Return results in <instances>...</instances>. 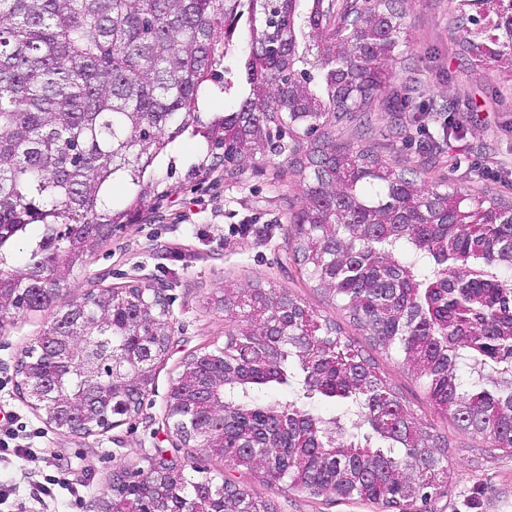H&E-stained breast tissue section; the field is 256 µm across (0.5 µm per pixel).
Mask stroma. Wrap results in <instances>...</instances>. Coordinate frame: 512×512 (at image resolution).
<instances>
[{"mask_svg":"<svg viewBox=\"0 0 512 512\" xmlns=\"http://www.w3.org/2000/svg\"><path fill=\"white\" fill-rule=\"evenodd\" d=\"M411 52L392 89L404 91L403 112H375L370 132L340 127V140L369 145L390 163L425 159L427 177L471 188L490 187L512 196V83L499 69L458 56L449 33V0H408ZM457 111L443 113L447 102ZM460 126L445 135L443 122ZM204 149L184 141L173 151L167 196L148 199L139 219L88 254L60 293L61 301L82 299L149 276L167 288L172 303L174 344L155 368L153 391L139 415L104 434L75 437L50 429L17 393L14 364L53 317V308L0 319V424L12 426L10 449H0V512H97L115 472L146 467L165 454L229 479L252 495L274 503L277 512H377L358 500L313 496L270 487L242 471L225 469L223 459L174 446L163 425L171 384L187 355L224 343V315L213 303L225 284L254 282L287 288L305 299L363 354L373 358L390 386L419 417L447 434L448 485L423 512H512V449L494 450L435 413L424 383L394 351L372 347L336 299L314 288L294 262L289 216L300 204L301 187L279 175L274 161H249L237 178L223 169L191 175ZM54 480L51 496L39 487Z\"/></svg>","mask_w":512,"mask_h":512,"instance_id":"35a3bbf8","label":"stroma"}]
</instances>
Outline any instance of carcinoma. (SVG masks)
I'll return each mask as SVG.
<instances>
[{"instance_id": "obj_1", "label": "carcinoma", "mask_w": 512, "mask_h": 512, "mask_svg": "<svg viewBox=\"0 0 512 512\" xmlns=\"http://www.w3.org/2000/svg\"><path fill=\"white\" fill-rule=\"evenodd\" d=\"M452 38L463 55L507 66L512 17L494 0H453ZM0 0V277H22L44 258L63 287L56 257L74 242L128 224L161 184L156 168L183 136L206 145L194 172L219 163L228 176L250 160L281 157L303 188L292 214L294 256L317 287L333 292L374 344L394 350L423 380L434 411L495 448H512V201L468 194L398 168L370 148L336 142L334 128L362 123L410 49L406 13L379 0L384 29L350 11L326 33L322 0ZM494 15V34L483 21ZM247 93L237 110L205 121L200 107L231 52ZM134 191L117 207L112 185ZM60 224L68 237L56 236ZM40 227L23 267L13 251ZM52 304L38 287L11 310ZM163 332V311L112 294V326L89 342L118 359L126 320ZM224 347L185 367L172 389L195 416L216 407L200 396L223 378L224 436L208 452L224 467L262 474L313 496L421 512L448 485V440L414 414L351 347L337 324L286 291L224 286ZM288 397L266 399L276 386ZM333 400L326 419L312 399ZM155 464L112 483V512L138 497L144 512H269L263 499L194 469L173 500L154 496Z\"/></svg>"}]
</instances>
